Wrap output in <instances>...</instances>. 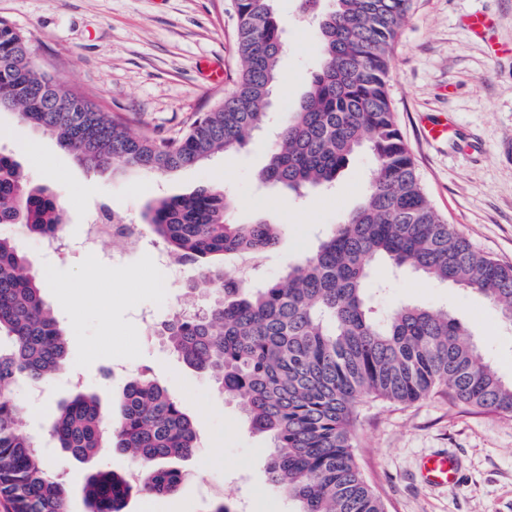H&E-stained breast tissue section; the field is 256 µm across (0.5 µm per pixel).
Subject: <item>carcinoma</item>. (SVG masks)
Listing matches in <instances>:
<instances>
[{
  "instance_id": "obj_1",
  "label": "carcinoma",
  "mask_w": 512,
  "mask_h": 512,
  "mask_svg": "<svg viewBox=\"0 0 512 512\" xmlns=\"http://www.w3.org/2000/svg\"><path fill=\"white\" fill-rule=\"evenodd\" d=\"M317 21L320 65L288 109L261 174L299 196L329 187L349 157L368 149L375 169L361 202L282 277L249 284L205 267L188 289L205 300L192 318L176 310L155 333L185 364L205 372L238 403L273 451L271 483L296 512H385L354 454L353 430L366 399L399 404L446 394L469 410L512 419V381L481 354L446 310L403 304L381 314L371 277L382 261L438 284L471 290L512 322V265L477 251L427 199L390 98L391 52L412 0H297ZM239 74L234 89L182 132L159 136L134 117L109 114L84 93L39 73L27 37L0 19V110L55 137L94 172L135 168L168 173L229 153L266 124L279 79L282 28L269 0H234ZM234 198L202 186L150 201L142 221L180 263L215 256L259 258L278 246L280 225L236 223ZM0 224L48 237L66 211L20 164L0 153ZM67 338L41 284L14 242L0 237V495L12 512H66L69 484L23 433L21 378L39 385L65 368ZM57 447L78 461L107 449L130 456L137 478L91 472L87 512H124L132 494L174 493L198 437L191 419L145 369L128 381L117 415L78 392L51 422Z\"/></svg>"
}]
</instances>
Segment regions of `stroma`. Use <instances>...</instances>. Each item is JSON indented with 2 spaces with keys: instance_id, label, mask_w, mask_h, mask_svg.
<instances>
[{
  "instance_id": "1",
  "label": "stroma",
  "mask_w": 512,
  "mask_h": 512,
  "mask_svg": "<svg viewBox=\"0 0 512 512\" xmlns=\"http://www.w3.org/2000/svg\"><path fill=\"white\" fill-rule=\"evenodd\" d=\"M270 6L284 43L282 82L268 106L273 122L234 153L169 174L93 172L17 113L0 112V151L13 154L31 182L48 186L69 208L67 245L50 256L25 225L0 224V236L18 245L41 278L43 300L67 336L65 374L51 379L21 420L25 432L43 438L50 464L64 472L71 489L67 512H84L90 468L121 473L131 466L124 453L110 450L91 463L78 462L60 452L49 432L60 402L74 389L96 394L106 407L117 401L125 385L113 372L118 364L150 370L191 417L200 439L192 456L175 463L184 474L175 493L133 496L125 512H209L219 500L245 505L246 512H295V502L267 480L269 437L253 432L213 381L173 357L139 317L147 309L159 323L183 305L196 266H181L177 280L167 279L148 233L112 265V247L84 245L87 224L103 208L137 224L150 200L208 185L234 195L235 221L265 218L280 225V242L256 273L275 279L359 204L374 167L367 151L349 159L333 187L301 198L260 180L274 121L304 93L320 63L316 32L298 18L297 0H270ZM476 12L495 18L493 40L512 43V0H413L391 56L390 96L433 207L476 249L512 265V55L491 57L489 45L471 37L463 21ZM0 18L28 37L38 72L84 92L103 111L135 115L162 136L208 111L238 76L232 0H0ZM217 58L224 61V80L212 83L203 69ZM425 117L454 118L456 138L427 137ZM93 256L106 262L97 279L85 276ZM376 279L385 285L372 296L377 308L409 301L453 311L499 376L512 379V326L484 298L410 272L395 277L382 265ZM76 292L82 302L68 304ZM354 444L387 512H512V420L464 410L446 396L410 405L371 400L359 407ZM437 453L457 462L453 488L419 480L420 462Z\"/></svg>"
}]
</instances>
